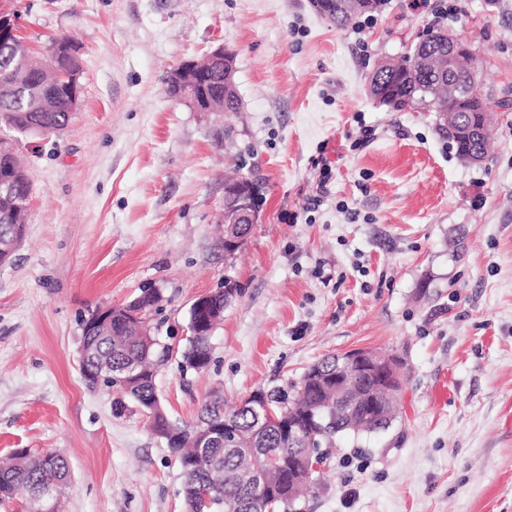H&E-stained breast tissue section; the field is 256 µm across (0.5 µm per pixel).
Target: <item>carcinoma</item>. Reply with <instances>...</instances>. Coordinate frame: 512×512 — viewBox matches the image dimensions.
I'll list each match as a JSON object with an SVG mask.
<instances>
[{"label": "carcinoma", "mask_w": 512, "mask_h": 512, "mask_svg": "<svg viewBox=\"0 0 512 512\" xmlns=\"http://www.w3.org/2000/svg\"><path fill=\"white\" fill-rule=\"evenodd\" d=\"M313 7L338 28L350 25L360 14L375 12L386 6V0H354L356 7L346 6L347 0H311ZM432 39L415 47L404 63L387 70L374 68L368 78V92L377 98L379 88L390 86V99L379 104L393 112L407 109H424L443 118H452L460 125L481 124L482 113L492 111L489 98L478 88L470 86L471 72L478 58L463 50L448 65V42L441 29L428 31ZM24 46L11 44L0 46V124H9L17 132L27 135L31 126L38 127L36 134L47 135L66 129L73 113L67 101L60 96L54 105L43 111L30 108L38 97L41 81L38 76L58 72L66 67V60L53 57L50 66L41 65L36 76L27 67L22 53ZM467 88L464 95L448 93V83ZM0 181L12 183L18 206L13 207L0 197V253L8 261L23 239L28 217L31 183L23 170L16 168L12 150L0 146ZM234 298L233 285L213 292L204 301L203 316L207 325L197 331L182 354L184 366L194 370L208 367L211 361L209 328L224 317V308ZM159 301L154 290L142 291L138 305L125 304L115 307L122 314L126 310L145 311ZM142 321L131 320L120 324L113 321L111 329L98 331L94 346V358L86 361V367L94 368V362L109 365L112 389L118 397L116 410L126 409L125 400H132L138 408L152 413L161 405L155 385L156 372L169 359L170 350L146 351L143 343ZM271 409L278 417H291L301 429L308 430L321 422L320 444L332 447L338 434L359 426L346 415V410L336 407V394L324 389L315 377L303 375L289 390L266 392L259 390L231 410L224 409V397L213 392L198 410L196 419L186 423H173L166 413H153L154 432L164 438L176 455L181 475L182 494L186 512H249V503L259 496L274 499L277 512H298L303 491H293L288 479V456L304 446L302 442L288 441L276 425L264 416ZM229 422L238 432L240 450L229 451L210 441L201 444L206 431ZM277 455L283 462L277 471H263L265 459ZM71 481L68 461L59 455L32 456L26 450H18L12 462L0 467V499L13 498L24 493L31 505V512H39L42 491L48 489L53 501L60 503L63 489ZM213 496L209 506L202 504V491Z\"/></svg>", "instance_id": "obj_1"}]
</instances>
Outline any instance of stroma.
<instances>
[{"label":"stroma","mask_w":512,"mask_h":512,"mask_svg":"<svg viewBox=\"0 0 512 512\" xmlns=\"http://www.w3.org/2000/svg\"><path fill=\"white\" fill-rule=\"evenodd\" d=\"M447 6L482 91L512 99V0H388L343 29L311 0H0L41 58L74 42L81 86L65 130L13 140L33 191L0 265V461L66 457L62 512H184L166 441L79 370L83 322L152 288L175 421L330 354L404 360L394 427L340 436L303 512H512V108L473 167L435 113L366 91ZM219 47L239 111L170 99V70ZM238 176L261 184L259 220L228 257L218 218ZM228 280L209 366L183 369L191 304Z\"/></svg>","instance_id":"1"}]
</instances>
